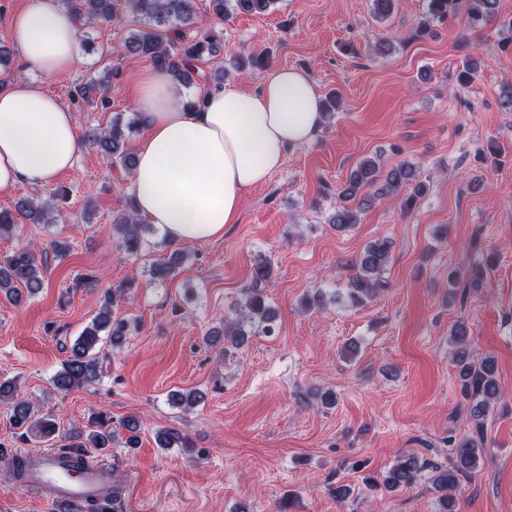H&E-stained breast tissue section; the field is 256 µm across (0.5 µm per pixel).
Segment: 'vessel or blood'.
<instances>
[{"label":"vessel or blood","mask_w":512,"mask_h":512,"mask_svg":"<svg viewBox=\"0 0 512 512\" xmlns=\"http://www.w3.org/2000/svg\"><path fill=\"white\" fill-rule=\"evenodd\" d=\"M26 484L46 492L59 512H67L74 504L109 495L103 468L80 458L76 451L70 449L35 453Z\"/></svg>","instance_id":"1"}]
</instances>
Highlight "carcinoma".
Returning <instances> with one entry per match:
<instances>
[{
	"label": "carcinoma",
	"instance_id": "obj_1",
	"mask_svg": "<svg viewBox=\"0 0 512 512\" xmlns=\"http://www.w3.org/2000/svg\"><path fill=\"white\" fill-rule=\"evenodd\" d=\"M65 7L78 21L85 24L112 22L117 19L115 0H62ZM137 27L130 31L122 47V54H130L150 59L160 71L169 73L178 83L189 85L195 62L204 56L219 52L224 42V19L234 13L265 14L277 4V0H208L211 21L195 23L197 14L196 0H127ZM497 0H427L425 18L420 29L425 32L435 21H444L465 13L468 25L472 29L481 28L497 18ZM196 24L195 34L185 35L183 27ZM102 90L98 79L77 85L72 93L73 100L90 102L92 92ZM132 131V124H123L120 117L112 120V128H96L87 133V142L97 151L109 157L112 164L125 171L133 170L135 158L126 152L124 131ZM380 185L381 194L398 192L404 188L412 190L407 198L413 203L423 195L424 184L419 181L417 169L409 164H401L383 172L380 164L372 157L358 162L350 172L345 184L339 191L342 204L328 219L338 230H346L359 223L360 207L355 201L365 203L359 198L364 189ZM56 221L53 205L32 199H21L14 209H0V236L10 234L19 224H52ZM112 223L120 235V245L125 253L139 255L145 244L144 233L148 225L140 219L134 210L132 200H127L126 210L113 216ZM391 247L385 240L370 243L359 260V271L352 278L348 298L354 305L374 298L383 287L380 279L389 262ZM183 261V255L174 253L170 258H162L150 266L152 277L159 281L174 276L177 265ZM273 274L270 258L261 256L253 268L251 282L246 287L242 299L237 301L234 317L224 318L221 332H210L205 343L215 346L224 342V355H233L246 345L248 339L256 335L270 336L275 332V311L268 303L265 294ZM44 287L43 263L39 255L28 247L18 248L0 258V295L8 301L18 304L22 294L34 296ZM120 290L105 299L99 312L85 327L79 338L70 348V355L64 361L61 370L52 379L55 390L68 393L74 389L88 387L103 376L104 363L108 353L102 350L107 345L111 349H120L125 344L137 324L128 319L113 316L112 308L117 302ZM454 359L459 368L458 378L465 398L472 402L470 416L475 421V431H481L483 420L490 406L500 399L502 390L496 377L492 360L485 359L478 364L470 360L468 351L469 332L458 324L452 332ZM201 397L193 391L170 394L169 401L184 409H190L199 403ZM0 403L10 409L13 426L21 430L25 441H40L54 435L56 423L49 414H36L30 400L18 394L15 380L0 378ZM110 419L99 413L90 423L88 433L78 432L74 437L81 443L69 444L68 435L60 437L62 449L93 448L97 451L110 448L117 442L118 435L109 428ZM120 426L128 432L123 442L125 448L138 445L140 421L130 415ZM159 447L188 448V436L177 428H165L157 433ZM484 456L481 436H464L453 448L451 466H438L416 452L401 454L383 479L387 489L409 488L431 471V484L438 493L439 512H457L455 492L459 477L472 474L478 468ZM0 461L10 468L13 476L24 480L29 468L25 455L0 452ZM120 497L117 488H112V498L99 503L95 500L86 505H77L75 512H118Z\"/></svg>",
	"mask_w": 512,
	"mask_h": 512
}]
</instances>
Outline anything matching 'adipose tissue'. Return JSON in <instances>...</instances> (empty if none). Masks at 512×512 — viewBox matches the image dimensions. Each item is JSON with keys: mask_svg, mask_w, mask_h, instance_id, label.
Listing matches in <instances>:
<instances>
[{"mask_svg": "<svg viewBox=\"0 0 512 512\" xmlns=\"http://www.w3.org/2000/svg\"><path fill=\"white\" fill-rule=\"evenodd\" d=\"M10 38L26 74L0 89V192L52 182L79 151L74 112L40 85L79 61V23L60 0H30L15 14ZM199 99L183 108L159 70L137 82L143 133L128 191L138 215L175 243L223 238L240 220L245 193L268 182L289 148L325 123L315 84L293 68L274 70L256 91L228 82Z\"/></svg>", "mask_w": 512, "mask_h": 512, "instance_id": "adipose-tissue-1", "label": "adipose tissue"}]
</instances>
